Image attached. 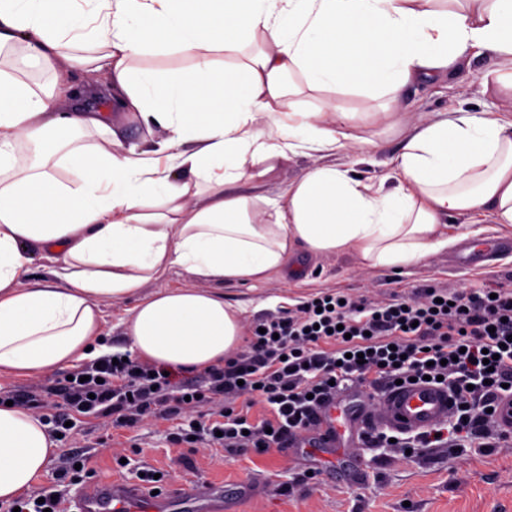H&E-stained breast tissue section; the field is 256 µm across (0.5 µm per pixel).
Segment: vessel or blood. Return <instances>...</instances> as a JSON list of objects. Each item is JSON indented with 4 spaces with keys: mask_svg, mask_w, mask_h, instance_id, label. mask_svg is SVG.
<instances>
[{
    "mask_svg": "<svg viewBox=\"0 0 512 512\" xmlns=\"http://www.w3.org/2000/svg\"><path fill=\"white\" fill-rule=\"evenodd\" d=\"M452 400L445 388L414 384L385 389L378 410L358 408L348 414L342 399L330 401L311 430L295 433L292 448L336 447L342 431H349L353 447H365L371 433L390 430L421 434L448 418ZM203 503L208 512H224V495L216 487L198 483L188 488H166L152 493L140 485L100 481L78 488L72 512H182L188 503Z\"/></svg>",
    "mask_w": 512,
    "mask_h": 512,
    "instance_id": "b4317fda",
    "label": "vessel or blood"
}]
</instances>
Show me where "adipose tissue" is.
Returning <instances> with one entry per match:
<instances>
[{
  "mask_svg": "<svg viewBox=\"0 0 512 512\" xmlns=\"http://www.w3.org/2000/svg\"><path fill=\"white\" fill-rule=\"evenodd\" d=\"M247 44L245 61L213 68L211 53ZM3 50L30 73L0 74V376L110 354L101 303L132 297L127 353L219 366L243 336L224 285L287 274L301 256L418 263L456 244L452 215L512 224V117L418 116L386 172L361 177L333 161L374 144L353 113L328 98L283 109L296 78L398 119L408 86L484 55L502 74L496 94L512 96V0H0ZM143 57L195 67L162 78L134 69ZM96 82L109 111L82 105ZM116 112L153 138L123 143ZM299 157L311 166L270 197ZM242 180L252 193L235 191ZM40 261L45 276L30 281ZM175 269L206 287L141 297ZM56 451L37 415L0 405V501L23 495Z\"/></svg>",
  "mask_w": 512,
  "mask_h": 512,
  "instance_id": "obj_1",
  "label": "adipose tissue"
}]
</instances>
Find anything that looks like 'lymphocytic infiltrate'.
<instances>
[{"label":"lymphocytic infiltrate","mask_w":512,"mask_h":512,"mask_svg":"<svg viewBox=\"0 0 512 512\" xmlns=\"http://www.w3.org/2000/svg\"><path fill=\"white\" fill-rule=\"evenodd\" d=\"M424 377L441 378L454 394L451 428L397 439L383 432L370 437L371 446L494 448L505 441L495 410L502 395L512 394L511 288L467 293L426 287L413 298L385 303L326 292L258 320L246 351L204 371L198 385L177 384L163 367L137 358L117 363L106 356L58 388L43 386L22 397L0 391V404L37 413L60 401L69 411L111 419L116 428L163 413L188 423L178 443L263 453L307 428L336 393ZM254 397L269 407V418L251 419Z\"/></svg>","instance_id":"obj_1"}]
</instances>
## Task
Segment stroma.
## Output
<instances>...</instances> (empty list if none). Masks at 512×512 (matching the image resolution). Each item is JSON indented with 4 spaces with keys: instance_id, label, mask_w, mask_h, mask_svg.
<instances>
[{
    "instance_id": "1",
    "label": "stroma",
    "mask_w": 512,
    "mask_h": 512,
    "mask_svg": "<svg viewBox=\"0 0 512 512\" xmlns=\"http://www.w3.org/2000/svg\"><path fill=\"white\" fill-rule=\"evenodd\" d=\"M494 64L484 58L452 80L409 88L405 104L432 115L457 108L512 115V99L486 91ZM449 234L464 233L472 246L492 245L489 260L460 268L456 250L436 253L400 268L372 267L353 253L327 254L304 263L305 273L272 276L253 286L224 289V299L241 304L243 324L296 308L326 291L353 296L405 297L423 286L477 292L512 288V251L496 243L512 238V226L452 216ZM175 421L162 418L120 431L116 453L104 452L99 420L79 416L59 449L77 447L97 478L137 481L145 470L159 472L168 488L196 481L223 485L224 512H512V442L480 451L371 448L346 458L339 448H274L242 455L228 448L191 452L172 442ZM124 463H117V456Z\"/></svg>"
}]
</instances>
